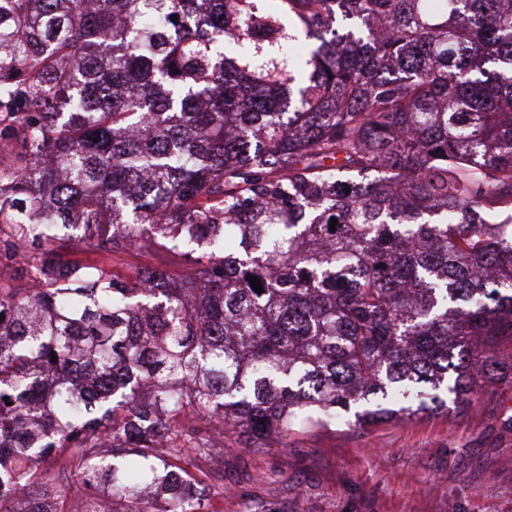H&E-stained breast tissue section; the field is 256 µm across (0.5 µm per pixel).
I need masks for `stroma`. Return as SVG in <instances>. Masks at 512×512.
Returning <instances> with one entry per match:
<instances>
[{
  "label": "stroma",
  "mask_w": 512,
  "mask_h": 512,
  "mask_svg": "<svg viewBox=\"0 0 512 512\" xmlns=\"http://www.w3.org/2000/svg\"><path fill=\"white\" fill-rule=\"evenodd\" d=\"M222 512H512V382L472 406L363 428L303 427L284 448L225 436Z\"/></svg>",
  "instance_id": "35a3bbf8"
}]
</instances>
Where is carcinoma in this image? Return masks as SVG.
Wrapping results in <instances>:
<instances>
[{
  "instance_id": "obj_1",
  "label": "carcinoma",
  "mask_w": 512,
  "mask_h": 512,
  "mask_svg": "<svg viewBox=\"0 0 512 512\" xmlns=\"http://www.w3.org/2000/svg\"><path fill=\"white\" fill-rule=\"evenodd\" d=\"M1 147L0 512H214L227 431L512 374V0H0ZM159 260L152 253L132 248L120 255L112 256V268L121 275H131L140 267L157 265Z\"/></svg>"
}]
</instances>
